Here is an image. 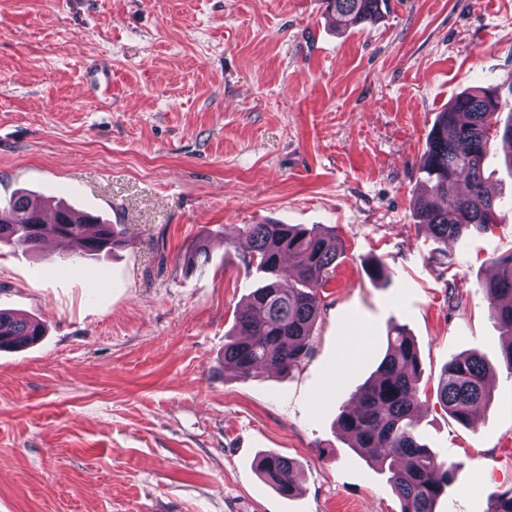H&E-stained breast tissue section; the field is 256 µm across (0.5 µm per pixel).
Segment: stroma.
<instances>
[{
  "instance_id": "stroma-1",
  "label": "stroma",
  "mask_w": 512,
  "mask_h": 512,
  "mask_svg": "<svg viewBox=\"0 0 512 512\" xmlns=\"http://www.w3.org/2000/svg\"><path fill=\"white\" fill-rule=\"evenodd\" d=\"M92 63L111 98H86ZM476 86L512 105V0H390L346 31L322 0H0V201L61 200L126 239L0 246V309L45 327L0 350V512H400L336 426L395 323L420 352L418 431L456 466L436 510L486 512L512 487V374L480 285L512 210L448 245L413 212L436 115ZM268 220L335 227L343 254L302 366L244 379L224 367L256 283L239 230ZM471 350L493 384L464 426L436 389ZM269 451L295 496L262 482Z\"/></svg>"
}]
</instances>
